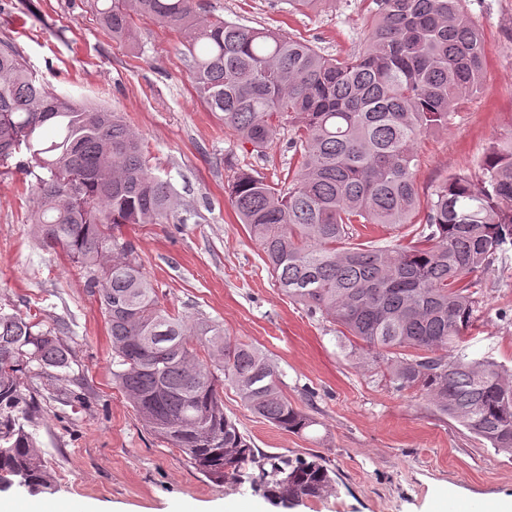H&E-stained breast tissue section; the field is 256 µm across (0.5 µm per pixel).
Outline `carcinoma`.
<instances>
[{
	"mask_svg": "<svg viewBox=\"0 0 512 512\" xmlns=\"http://www.w3.org/2000/svg\"><path fill=\"white\" fill-rule=\"evenodd\" d=\"M362 47L326 55L305 40L222 18L194 0H96L112 39L134 41V18L179 33L191 79L239 140L263 149L291 132L296 161L277 183L235 172L231 204L288 298L360 345V366L398 390L415 388L442 415L512 454V370L465 352L478 301L467 280L512 250V135L479 164L448 177L420 207V139L480 93L482 32L461 0H371ZM0 167L35 178L28 215L47 250L60 249L98 296L112 379L144 426L203 475L245 482L289 507L334 490L321 456L266 455L224 412L229 386L243 406L301 435L318 422L288 400L259 347L218 323L162 306L123 238L128 224H164L181 207L154 174L140 135L115 112L55 94L0 40ZM407 227L381 246L359 225ZM56 328L0 309V476L30 492L52 478L29 431L38 413L22 376L70 368Z\"/></svg>",
	"mask_w": 512,
	"mask_h": 512,
	"instance_id": "cac0c4a2",
	"label": "carcinoma"
}]
</instances>
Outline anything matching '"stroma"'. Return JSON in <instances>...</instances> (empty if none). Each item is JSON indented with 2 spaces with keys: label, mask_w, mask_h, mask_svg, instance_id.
Segmentation results:
<instances>
[{
  "label": "stroma",
  "mask_w": 512,
  "mask_h": 512,
  "mask_svg": "<svg viewBox=\"0 0 512 512\" xmlns=\"http://www.w3.org/2000/svg\"><path fill=\"white\" fill-rule=\"evenodd\" d=\"M203 16L308 40L321 52L356 51L366 31L363 0H329L297 11L288 0H195ZM482 31L488 66L482 89L425 137L416 184L427 201L448 176L475 169L491 140L512 131V0H462ZM134 46L101 27L91 0H0V39L12 41L57 95L117 112L143 139L151 170L168 179L188 211L165 224H131L124 237L164 307L205 315L227 335L259 346L275 362L289 400L317 421L302 435L256 417L232 388L224 410L262 453L321 455L334 491L292 508L274 506L250 483H216L151 433L112 380V348L100 303L78 267L35 242L28 224L30 176L0 174V306L36 314L72 352L69 370H31L34 429L53 491L12 490L18 508L39 500L88 503L97 512H483L512 495V454L498 452L420 392L398 391L358 365V352L268 273L262 252L229 199L238 169L268 181L293 155L289 132L263 151L238 141L200 101L179 35L133 22ZM478 319L468 350L512 369V250L473 271Z\"/></svg>",
  "instance_id": "1"
}]
</instances>
